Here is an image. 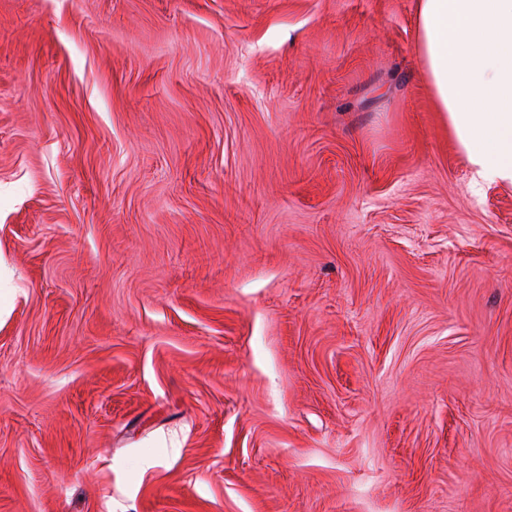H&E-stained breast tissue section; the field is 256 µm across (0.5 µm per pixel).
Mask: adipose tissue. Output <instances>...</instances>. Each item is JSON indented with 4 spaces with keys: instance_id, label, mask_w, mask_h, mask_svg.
Returning a JSON list of instances; mask_svg holds the SVG:
<instances>
[{
    "instance_id": "adipose-tissue-1",
    "label": "adipose tissue",
    "mask_w": 512,
    "mask_h": 512,
    "mask_svg": "<svg viewBox=\"0 0 512 512\" xmlns=\"http://www.w3.org/2000/svg\"><path fill=\"white\" fill-rule=\"evenodd\" d=\"M416 49L473 181L512 184V0H418Z\"/></svg>"
}]
</instances>
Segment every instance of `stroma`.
<instances>
[{
    "label": "stroma",
    "mask_w": 512,
    "mask_h": 512,
    "mask_svg": "<svg viewBox=\"0 0 512 512\" xmlns=\"http://www.w3.org/2000/svg\"><path fill=\"white\" fill-rule=\"evenodd\" d=\"M416 3L0 0V512H512Z\"/></svg>",
    "instance_id": "obj_1"
}]
</instances>
